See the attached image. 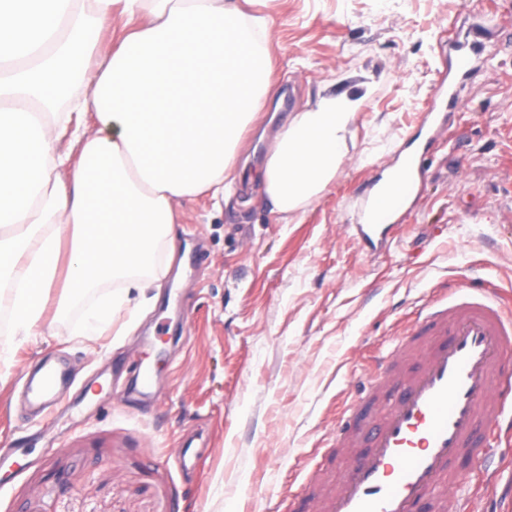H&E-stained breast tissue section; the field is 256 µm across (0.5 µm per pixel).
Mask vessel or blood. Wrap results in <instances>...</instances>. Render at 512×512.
I'll use <instances>...</instances> for the list:
<instances>
[{
	"label": "vessel or blood",
	"instance_id": "obj_1",
	"mask_svg": "<svg viewBox=\"0 0 512 512\" xmlns=\"http://www.w3.org/2000/svg\"><path fill=\"white\" fill-rule=\"evenodd\" d=\"M499 29L493 11L449 42L447 76L428 112L403 153L364 188L352 230L360 253L383 250L393 226L411 213L443 115L459 109L461 87ZM378 195L388 197L386 209H375ZM366 377L336 430L343 475L331 482L323 470L311 471L301 512H473L463 494L465 466L497 440L512 401V305L493 291L443 282ZM67 382L66 370L47 361L26 374L25 394L46 413Z\"/></svg>",
	"mask_w": 512,
	"mask_h": 512
}]
</instances>
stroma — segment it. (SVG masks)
<instances>
[{
    "mask_svg": "<svg viewBox=\"0 0 512 512\" xmlns=\"http://www.w3.org/2000/svg\"><path fill=\"white\" fill-rule=\"evenodd\" d=\"M493 4L263 0L280 94L244 142L241 174L264 163L290 107L346 92L357 106L339 176L289 224L257 183L181 200L175 259L131 326L83 336L79 308L57 312V278L43 313L53 335L12 348L0 379V444L30 451L16 474L0 473V512H297L359 375L438 281L479 279L512 300V15L389 249L363 256L338 231L426 112L441 42ZM47 358L73 384L54 414L35 416L22 375ZM139 362L152 367L154 400L131 389ZM183 437L200 450L186 473L174 461ZM470 473L484 512H512V440L488 472Z\"/></svg>",
    "mask_w": 512,
    "mask_h": 512,
    "instance_id": "obj_1",
    "label": "stroma"
}]
</instances>
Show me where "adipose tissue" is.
Returning <instances> with one entry per match:
<instances>
[{
	"instance_id": "obj_1",
	"label": "adipose tissue",
	"mask_w": 512,
	"mask_h": 512,
	"mask_svg": "<svg viewBox=\"0 0 512 512\" xmlns=\"http://www.w3.org/2000/svg\"><path fill=\"white\" fill-rule=\"evenodd\" d=\"M117 5L133 28L106 56ZM271 42L270 18L239 0H0L1 335H41L57 277L64 307L121 281L84 312V335L98 336L165 275L176 203L223 197L237 178L269 102ZM354 116L348 94L328 96L279 131L256 173L278 221L335 182ZM67 134L78 161L57 148Z\"/></svg>"
}]
</instances>
